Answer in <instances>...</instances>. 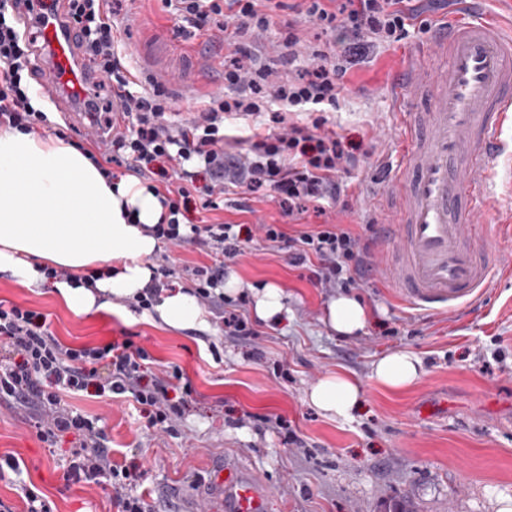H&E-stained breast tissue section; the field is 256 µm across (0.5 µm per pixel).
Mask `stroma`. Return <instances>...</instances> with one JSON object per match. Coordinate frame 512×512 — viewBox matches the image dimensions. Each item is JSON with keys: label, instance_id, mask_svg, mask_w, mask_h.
<instances>
[{"label": "stroma", "instance_id": "obj_1", "mask_svg": "<svg viewBox=\"0 0 512 512\" xmlns=\"http://www.w3.org/2000/svg\"><path fill=\"white\" fill-rule=\"evenodd\" d=\"M130 16L126 44L164 47L167 88L175 120L191 117L197 103L183 99L184 82L198 90L222 84L224 52L233 29L212 33L172 19L163 0H125ZM454 11L447 0H419L404 39L352 59L347 91L326 113L325 132L351 145L331 207L308 208L312 224H353L367 246L371 267L354 289L370 312L365 328L341 336L328 325L330 302L342 291L309 281L310 271L288 264L286 244L266 242L264 224L296 231L288 207L270 191L230 189L211 222H245L251 228L229 273L251 288L275 285L287 308L282 320L260 326L250 339L225 335L216 311L205 309L206 328L170 330L150 313L104 308L74 316L51 287L24 285L0 272V300L46 315L68 346L131 337L152 357V369L180 366L195 393L175 432L149 426L131 399L86 393L70 406L99 418L112 459L140 464L137 488L150 512H220L212 491L216 466L235 464L266 491L265 512H384L395 497L410 498L417 512H499L512 498V278L493 280L474 302L453 312L413 310L389 288L375 266L381 227L389 223L400 186L391 175L408 149L395 113L394 87L401 76H426L440 61L434 28ZM500 153L489 158L495 199L488 222L512 218V122L503 126ZM203 246L162 244L152 264H172L171 288L191 285L194 268L211 263ZM399 350L418 355L423 373L411 387L393 392L372 377L381 356ZM352 376L361 401L351 419L326 417L307 394L333 374ZM33 409L0 399V456L20 464L0 480V500L23 512L27 487L44 493L55 512H116L103 483L66 484L64 461L71 439L48 447L32 426ZM290 421L303 446L282 441L276 422Z\"/></svg>", "mask_w": 512, "mask_h": 512}]
</instances>
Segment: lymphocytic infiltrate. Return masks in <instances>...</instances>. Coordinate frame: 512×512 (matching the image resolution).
<instances>
[{
	"label": "lymphocytic infiltrate",
	"instance_id": "f902f5d3",
	"mask_svg": "<svg viewBox=\"0 0 512 512\" xmlns=\"http://www.w3.org/2000/svg\"><path fill=\"white\" fill-rule=\"evenodd\" d=\"M171 17L200 30L223 29L232 20L237 33H263L273 23L281 0H163ZM295 9L323 30L365 34L368 43L389 44L406 33L404 0H298ZM122 0H0V127L36 132L48 115L33 104L31 61L35 40L22 24L58 18L64 32L74 35L78 53L93 63L116 89L121 113L106 116L94 131L104 166L122 158L136 177L153 181L163 209L156 225L159 239L173 244H199L215 260L194 271V294L201 303H223L224 274L235 262L242 241L233 223L191 225L181 232L188 204L204 192L205 207L230 187H266L288 201L322 203L336 200L340 175L351 156L336 136L321 133L323 112L336 107L345 89L349 56L317 49L312 69L302 77H276V67H295L301 40L294 22L280 32L281 51L275 59L251 55L249 65L224 70V91L205 98L202 108L185 125L172 123V96L163 84L143 83L126 66L121 35L128 30ZM290 112H309L307 123L287 122ZM268 115L273 131L257 137L248 152L230 158L224 151L225 119L247 123ZM265 241L288 245V263L310 265L313 284L358 287L366 266L361 237L347 224H317L289 237L280 225L265 224ZM0 349L10 359L0 363V399L10 398L37 410L34 428L43 442L74 435L75 446L64 471L72 483H106L118 512H148L132 489L142 477L138 464L117 465L107 436L97 419L68 408L64 397L95 389L98 395H130L148 424L174 431L185 400L194 389L179 368L147 372L150 355L131 339L91 346H67L53 336L42 313L18 304L0 303ZM182 384V397L172 400L173 381Z\"/></svg>",
	"mask_w": 512,
	"mask_h": 512
}]
</instances>
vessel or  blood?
Masks as SVG:
<instances>
[{
  "label": "vessel or blood",
  "instance_id": "1",
  "mask_svg": "<svg viewBox=\"0 0 512 512\" xmlns=\"http://www.w3.org/2000/svg\"><path fill=\"white\" fill-rule=\"evenodd\" d=\"M474 0H457L455 22L433 33L448 53V63L433 78L426 97L429 111L417 112L397 98V116L411 144L397 171L404 179L402 208L395 223L385 225L392 246L380 271L403 304L421 310L453 311L473 301L491 279L507 269L476 253L473 238L500 239L501 227L478 220L492 193L483 176L487 159L500 145L499 133L512 119V38L495 17H471ZM49 60L35 59L44 72L40 85L58 87L52 104L72 112L78 95L92 80L74 59L71 42L55 22L39 28ZM218 483L224 512H263L264 495L247 477L225 472Z\"/></svg>",
  "mask_w": 512,
  "mask_h": 512
}]
</instances>
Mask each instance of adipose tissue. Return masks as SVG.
I'll use <instances>...</instances> for the list:
<instances>
[{
    "label": "adipose tissue",
    "mask_w": 512,
    "mask_h": 512,
    "mask_svg": "<svg viewBox=\"0 0 512 512\" xmlns=\"http://www.w3.org/2000/svg\"><path fill=\"white\" fill-rule=\"evenodd\" d=\"M162 212L146 186L111 180L63 138L0 130V271L38 287L52 268L71 269L75 280L54 288L72 314H88L103 298L120 306L150 284L149 259L160 248L151 229ZM152 317L171 329L206 324L196 297L182 289L162 292ZM367 319V308L350 297L328 309L331 328L343 336L363 330ZM421 372L416 354L396 351L374 363L372 376L398 390ZM308 398L326 416L347 420L361 391L351 376L336 373L314 384Z\"/></svg>",
    "instance_id": "obj_1"
}]
</instances>
